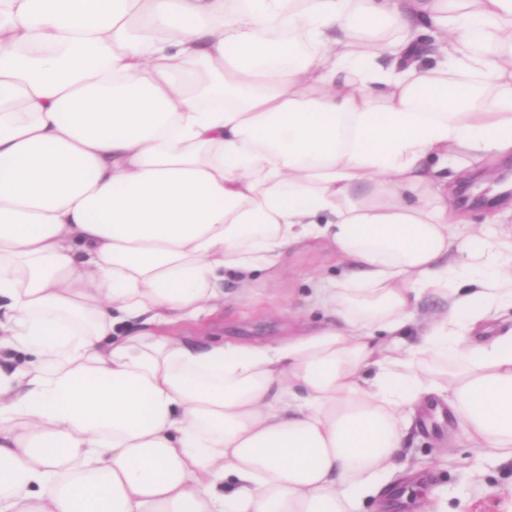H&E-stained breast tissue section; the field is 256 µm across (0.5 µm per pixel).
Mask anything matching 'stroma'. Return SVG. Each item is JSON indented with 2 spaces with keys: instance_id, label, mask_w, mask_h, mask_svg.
Instances as JSON below:
<instances>
[{
  "instance_id": "35a3bbf8",
  "label": "stroma",
  "mask_w": 512,
  "mask_h": 512,
  "mask_svg": "<svg viewBox=\"0 0 512 512\" xmlns=\"http://www.w3.org/2000/svg\"><path fill=\"white\" fill-rule=\"evenodd\" d=\"M509 171L512 158L499 161L479 178L486 194L484 201L464 205L470 223L489 225L492 209L502 202L495 178ZM328 255L329 248L322 241H311L291 251L282 272L253 276L247 298L241 297L235 279L225 280L223 316L203 329L186 327V335L274 344L295 334L298 319L320 323L324 312L312 306L310 284L315 277L336 280L344 272L343 267L329 261ZM399 460L425 469L420 478L395 477L399 492L408 498L409 512H422L430 501H447L450 512H505L512 504V459L481 458L468 441H449L447 423L414 424Z\"/></svg>"
}]
</instances>
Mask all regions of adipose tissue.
<instances>
[{"instance_id": "adipose-tissue-1", "label": "adipose tissue", "mask_w": 512, "mask_h": 512, "mask_svg": "<svg viewBox=\"0 0 512 512\" xmlns=\"http://www.w3.org/2000/svg\"><path fill=\"white\" fill-rule=\"evenodd\" d=\"M510 155L512 0H0V512H359L435 399L512 458ZM309 239L325 325L168 334ZM510 169H512V157H510L509 159H502L492 168L477 169L474 172H472L467 179L456 182L455 202L465 212L470 223L482 224L488 231H495L498 229V226L496 224H489L491 210L505 201L511 203L512 199L510 197H498L500 196L501 193H499L497 189L502 183L493 182V178H495L500 173H510ZM483 173H485V175L478 179H475V181L478 182L481 189H487L484 199L486 202L474 203L473 196H470V199L466 203V205L463 204L461 202L459 193L461 185L465 181H468L473 176Z\"/></svg>"}]
</instances>
